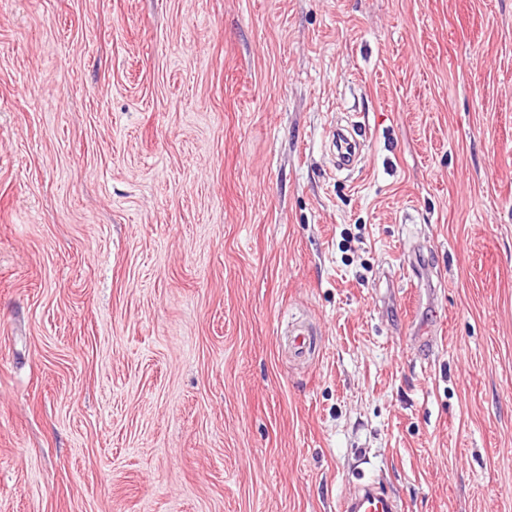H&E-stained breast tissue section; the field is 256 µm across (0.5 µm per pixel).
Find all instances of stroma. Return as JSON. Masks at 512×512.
Instances as JSON below:
<instances>
[{
  "label": "stroma",
  "mask_w": 512,
  "mask_h": 512,
  "mask_svg": "<svg viewBox=\"0 0 512 512\" xmlns=\"http://www.w3.org/2000/svg\"><path fill=\"white\" fill-rule=\"evenodd\" d=\"M365 480L512 512V0H0V512Z\"/></svg>",
  "instance_id": "1"
}]
</instances>
